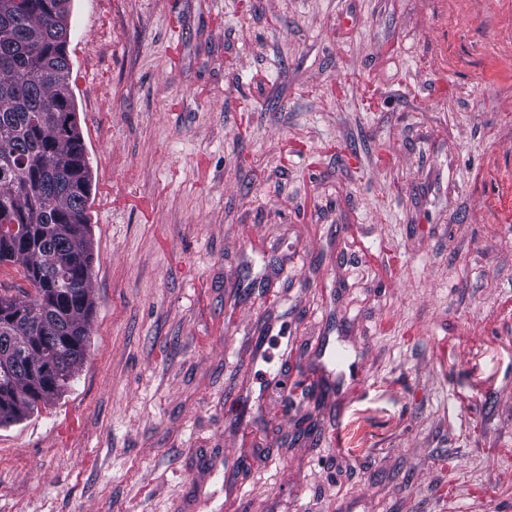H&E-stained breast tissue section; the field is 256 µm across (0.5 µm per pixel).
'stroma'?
I'll return each instance as SVG.
<instances>
[{"label": "stroma", "mask_w": 512, "mask_h": 512, "mask_svg": "<svg viewBox=\"0 0 512 512\" xmlns=\"http://www.w3.org/2000/svg\"><path fill=\"white\" fill-rule=\"evenodd\" d=\"M68 51L90 347L0 512H512V0H73Z\"/></svg>", "instance_id": "1"}]
</instances>
